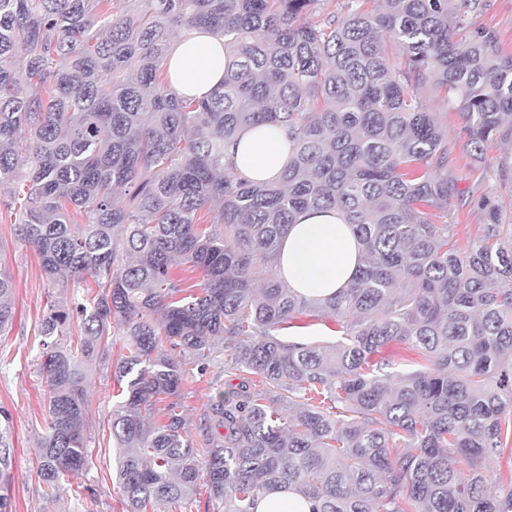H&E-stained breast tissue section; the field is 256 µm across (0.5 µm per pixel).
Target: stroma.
<instances>
[{"label":"stroma","mask_w":512,"mask_h":512,"mask_svg":"<svg viewBox=\"0 0 512 512\" xmlns=\"http://www.w3.org/2000/svg\"><path fill=\"white\" fill-rule=\"evenodd\" d=\"M419 95L427 110L437 114L449 137L455 138L453 175L466 195L473 198L472 204L467 206L455 201L448 205V220L456 224L458 244L463 247L480 232L484 222L476 199L493 194L497 189L485 176V163L512 154V145L489 142L483 159H476L465 139L458 136L462 119L449 107L444 92L429 84L420 89ZM0 269L13 280L15 302L13 327L0 336V408L8 410L12 417L14 443L11 482L7 490L12 512H125L120 492L112 484L115 451L111 448L95 449L91 467L72 475V484L87 487L86 495L78 499L68 497L57 503L40 500L42 480L35 462L37 438L44 430L43 384L38 372L39 330L50 284L36 253L18 237L13 211L1 203ZM120 355V349H113L105 361L96 365L87 381L93 420L91 431L96 438L102 435L100 420L124 399L113 377ZM222 373V365H209L206 371L194 372L182 387L178 402L189 421L190 435H197L200 419L215 393V379Z\"/></svg>","instance_id":"35a3bbf8"}]
</instances>
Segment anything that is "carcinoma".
I'll return each instance as SVG.
<instances>
[{"label":"carcinoma","mask_w":512,"mask_h":512,"mask_svg":"<svg viewBox=\"0 0 512 512\" xmlns=\"http://www.w3.org/2000/svg\"><path fill=\"white\" fill-rule=\"evenodd\" d=\"M0 0V193L52 286L40 336L43 498L73 494L92 462L85 380L113 337L125 400L109 414L126 512H188L206 479L215 512H254L291 489L312 512H512L485 462L512 435V156L464 249L455 141L418 89L448 92L477 158L512 142V52L470 17L491 0ZM231 47L205 98L167 93L178 28ZM281 126L293 151L273 183L242 180L224 146ZM128 191V204L114 200ZM301 210H335L364 264L310 299L278 277ZM180 265L198 281L172 272ZM345 340L285 342L293 319ZM0 271V335L13 325ZM224 340L203 437L176 402ZM391 342L416 368L374 359ZM11 417L0 410V484Z\"/></svg>","instance_id":"carcinoma-1"}]
</instances>
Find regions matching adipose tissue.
<instances>
[{
    "instance_id": "obj_1",
    "label": "adipose tissue",
    "mask_w": 512,
    "mask_h": 512,
    "mask_svg": "<svg viewBox=\"0 0 512 512\" xmlns=\"http://www.w3.org/2000/svg\"><path fill=\"white\" fill-rule=\"evenodd\" d=\"M230 57L222 38L197 27L185 29L164 61L169 93L180 99L206 97L222 82ZM291 152L281 127L246 128L224 148L225 158L253 183L277 181ZM360 263V245L340 213L307 211L297 214L284 237L277 271L296 293L320 299L349 287Z\"/></svg>"
}]
</instances>
